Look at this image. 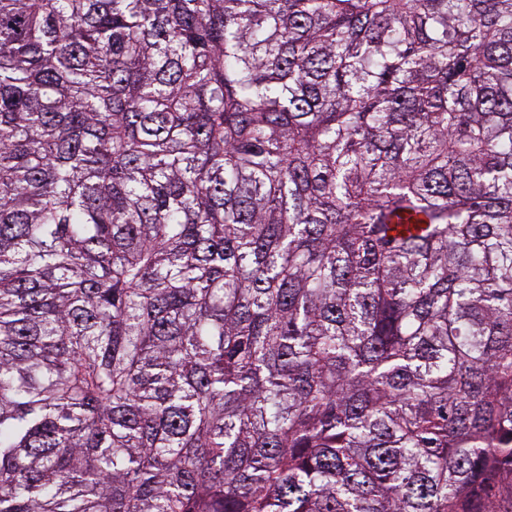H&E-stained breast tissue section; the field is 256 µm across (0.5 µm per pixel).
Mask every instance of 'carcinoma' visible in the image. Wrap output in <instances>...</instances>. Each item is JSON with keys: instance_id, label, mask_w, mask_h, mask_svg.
<instances>
[{"instance_id": "cac0c4a2", "label": "carcinoma", "mask_w": 512, "mask_h": 512, "mask_svg": "<svg viewBox=\"0 0 512 512\" xmlns=\"http://www.w3.org/2000/svg\"><path fill=\"white\" fill-rule=\"evenodd\" d=\"M0 512H512V0H0Z\"/></svg>"}]
</instances>
